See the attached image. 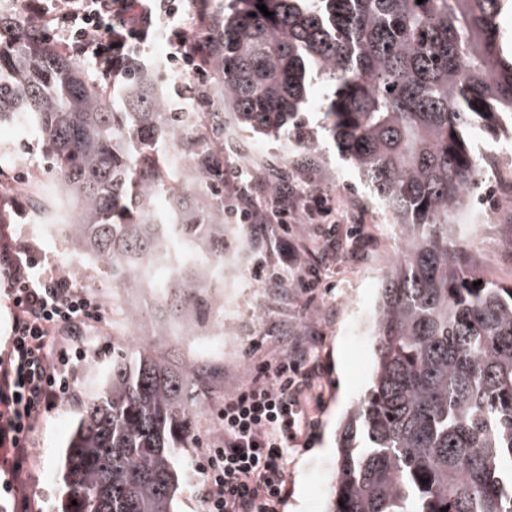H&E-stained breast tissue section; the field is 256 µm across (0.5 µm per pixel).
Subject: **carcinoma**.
<instances>
[{
	"instance_id": "carcinoma-1",
	"label": "carcinoma",
	"mask_w": 512,
	"mask_h": 512,
	"mask_svg": "<svg viewBox=\"0 0 512 512\" xmlns=\"http://www.w3.org/2000/svg\"><path fill=\"white\" fill-rule=\"evenodd\" d=\"M203 77L165 104L155 71L92 78L43 25L0 16V122L23 117L56 180L29 209L58 216L113 287L169 250L224 260V118L309 157L332 140L398 224L371 327L372 386L338 435L328 512H512V288L465 267L450 232L479 186L469 133L512 120L504 0H196ZM263 4L273 16L264 15ZM314 80L334 86L304 117ZM174 287H208L186 268ZM198 372L112 353L64 450L57 512H173ZM77 505H72V502ZM344 505H339V502Z\"/></svg>"
}]
</instances>
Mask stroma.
<instances>
[{
  "label": "stroma",
  "instance_id": "35a3bbf8",
  "mask_svg": "<svg viewBox=\"0 0 512 512\" xmlns=\"http://www.w3.org/2000/svg\"><path fill=\"white\" fill-rule=\"evenodd\" d=\"M239 167L255 172L258 186L268 196L276 188L308 182L335 206L336 221L305 219L286 233L276 224L225 225L224 257L232 264L234 283L225 287L210 277L207 266L197 265L198 273L209 276L211 288L208 298L190 303L179 299L178 289L167 286L155 297L140 288H112L99 266L74 261L69 243L40 235L22 198H0V208L14 211L19 232L55 261L73 284L94 285L102 304L101 319L72 336L87 352L86 360L75 368L74 397L45 412L32 436L28 492L39 512H52L59 495L61 450L84 402L103 388L113 348L134 350L142 345L155 350L174 371L189 365L202 370L198 406L192 415L194 436L179 457L185 484L175 512L204 510L200 450L222 434L219 413L225 395L243 387L269 353L307 347L324 365L318 379L321 398L308 442L288 453L283 512H326L338 470L336 435L347 412L371 386V320L380 300V278L399 251L401 234L369 184L341 159L333 142H324L315 161L298 170L290 164L284 142L243 135L225 139L224 170L230 173ZM24 173L51 180L40 141L18 130L1 135L0 180L9 182ZM511 234L512 210L506 209L497 223L482 225L479 244L463 243L467 266L483 280L512 287V251L500 248ZM291 249L318 266L320 288L304 292L290 273L276 287L255 278V265H276ZM223 324L239 337L232 351L216 346L196 356L181 340L182 334L195 335Z\"/></svg>",
  "mask_w": 512,
  "mask_h": 512
}]
</instances>
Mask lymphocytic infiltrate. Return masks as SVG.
Returning <instances> with one entry per match:
<instances>
[{
    "label": "lymphocytic infiltrate",
    "instance_id": "1",
    "mask_svg": "<svg viewBox=\"0 0 512 512\" xmlns=\"http://www.w3.org/2000/svg\"><path fill=\"white\" fill-rule=\"evenodd\" d=\"M25 0L29 22H57L56 32L76 57L90 60L110 79L151 48L157 35L169 46L167 61L184 75H199L198 50L189 30L177 24L181 0ZM313 200L319 216L334 213L323 196L297 188L275 191L272 209L233 205L239 224H277L289 230ZM0 300L9 312V334L0 348V512H31L25 480L26 450L44 411L74 391V367L86 357L82 346L59 348L64 333L99 317L100 301L74 287L69 276L16 227L0 224ZM320 373L304 349L271 355L239 391L225 397L224 435L202 449L204 512H280L287 480L288 446L308 437L312 420L305 406Z\"/></svg>",
    "mask_w": 512,
    "mask_h": 512
}]
</instances>
